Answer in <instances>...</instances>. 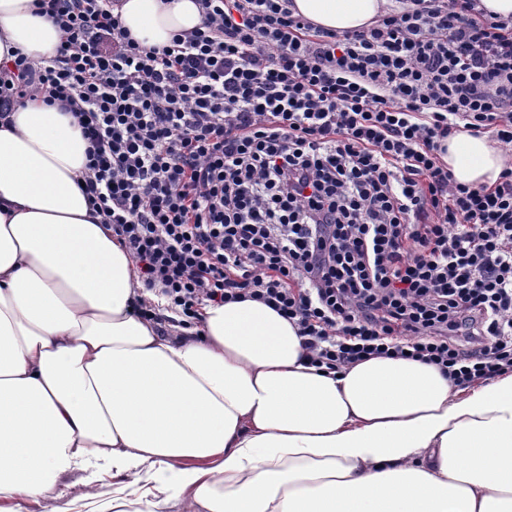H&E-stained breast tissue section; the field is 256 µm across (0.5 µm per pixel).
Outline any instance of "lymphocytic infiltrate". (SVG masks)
Segmentation results:
<instances>
[{
  "instance_id": "1",
  "label": "lymphocytic infiltrate",
  "mask_w": 512,
  "mask_h": 512,
  "mask_svg": "<svg viewBox=\"0 0 512 512\" xmlns=\"http://www.w3.org/2000/svg\"><path fill=\"white\" fill-rule=\"evenodd\" d=\"M481 0H390L343 34L290 0H199L169 45L113 0H41L53 59L0 69V112L60 103L87 143L93 209L184 328L262 302L308 361L437 366L457 386L512 371V167L454 182V132L512 147V19Z\"/></svg>"
}]
</instances>
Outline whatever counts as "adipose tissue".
<instances>
[{"label": "adipose tissue", "instance_id": "1", "mask_svg": "<svg viewBox=\"0 0 512 512\" xmlns=\"http://www.w3.org/2000/svg\"><path fill=\"white\" fill-rule=\"evenodd\" d=\"M37 0H0V66L55 56ZM338 32L388 0H293ZM145 47L198 28L197 0H121ZM456 182L495 183L502 150L460 131ZM86 143L42 98L0 117V512L50 496L92 459L160 466L184 512H512V372L455 386L438 368L373 357L308 365L297 327L267 305L202 306L162 327L120 241L79 186Z\"/></svg>", "mask_w": 512, "mask_h": 512}]
</instances>
